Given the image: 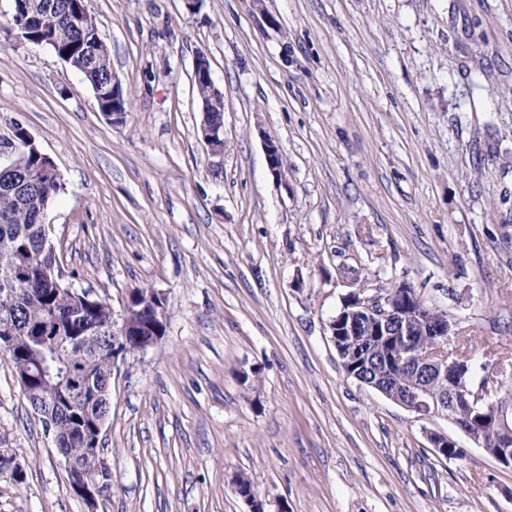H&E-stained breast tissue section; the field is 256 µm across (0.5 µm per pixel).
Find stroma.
I'll return each instance as SVG.
<instances>
[{
    "label": "stroma",
    "mask_w": 512,
    "mask_h": 512,
    "mask_svg": "<svg viewBox=\"0 0 512 512\" xmlns=\"http://www.w3.org/2000/svg\"><path fill=\"white\" fill-rule=\"evenodd\" d=\"M123 123L0 0V138L22 125L65 190V282L164 336L118 356L99 512H512L505 470L447 419L348 378L328 322L399 281L512 361V0H87ZM224 93L201 137L197 54ZM493 97L470 101L476 61ZM283 153L270 175L265 138ZM464 454L445 459L429 437ZM0 512H87L0 356ZM203 112L204 120L200 129L202 140L207 146L212 156L221 157L224 143V126H222L220 120L213 121L210 119V117L206 113L211 112H205L204 108Z\"/></svg>",
    "instance_id": "stroma-1"
}]
</instances>
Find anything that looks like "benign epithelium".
<instances>
[{"label":"benign epithelium","instance_id":"benign-epithelium-1","mask_svg":"<svg viewBox=\"0 0 512 512\" xmlns=\"http://www.w3.org/2000/svg\"><path fill=\"white\" fill-rule=\"evenodd\" d=\"M192 81L209 84V95L213 105L224 100V95L214 84L211 66L205 54L196 56ZM201 137L211 155L222 156L224 126L221 121L205 118L201 126ZM268 170L275 179L284 174L283 154L275 140L266 139ZM357 288L343 299L341 308L329 321L328 328L334 344L349 336L358 337L368 348L355 350V355L377 353L384 361V369L377 372L374 380L363 379L353 366L341 360L346 376L361 385L368 386L391 401L422 416H443L460 429L478 447L503 469H512V410L503 394L512 389V377L498 365H480L486 371L488 383L473 389L471 378L473 363L462 358L452 347L458 336V321L432 305L425 304L417 295L414 286L403 282L399 289L376 299L362 296ZM152 309L158 316L166 317L164 298L153 290H138L132 293L124 306L121 325L112 336L110 363H116L118 353L129 348L144 351L160 339L158 327L138 322V315ZM430 336L435 348L415 347L416 333ZM50 344L41 357L34 360L29 371L17 374L21 387L33 386L34 379L55 374L56 387L64 400L72 402H95L100 394L92 386L91 379L73 367L72 339L68 336H50ZM414 370L423 374L422 381L403 385L398 373ZM109 412L90 417L89 445L92 454L99 455L97 440L101 436ZM494 428L493 443L486 440L485 427ZM432 447L448 459L455 458L452 448L457 442L444 434L430 436ZM70 489L89 507L97 512L98 500L109 486V471L99 465L90 466L89 472L77 476L70 459H64ZM239 495L250 506L251 512H264L252 485L236 482Z\"/></svg>","mask_w":512,"mask_h":512}]
</instances>
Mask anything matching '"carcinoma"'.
I'll use <instances>...</instances> for the list:
<instances>
[{
	"instance_id": "cac0c4a2",
	"label": "carcinoma",
	"mask_w": 512,
	"mask_h": 512,
	"mask_svg": "<svg viewBox=\"0 0 512 512\" xmlns=\"http://www.w3.org/2000/svg\"><path fill=\"white\" fill-rule=\"evenodd\" d=\"M27 4L38 5L29 25L34 44L50 47L60 58H72L74 69L91 89H104V99L112 105L110 55L104 45L92 51L98 28L87 9L81 7V0H13V13L21 12ZM13 137L15 142L7 144L9 156L0 162V289L15 292L13 296L0 293V326L8 320L14 328L10 364L17 370L33 358L40 342L31 338L32 330L51 321L56 335L78 337L75 365L97 375L101 383L107 368L95 353L107 347V339L112 337V307L99 300L77 309L59 270L56 251L44 244L42 233L44 204L63 189L62 176L43 174V161L25 141L22 126L15 125ZM23 397L35 410L62 395L48 390L40 396L25 393ZM53 417L59 448L80 463L85 457L80 429L85 408L77 404L72 410L53 413Z\"/></svg>"
}]
</instances>
